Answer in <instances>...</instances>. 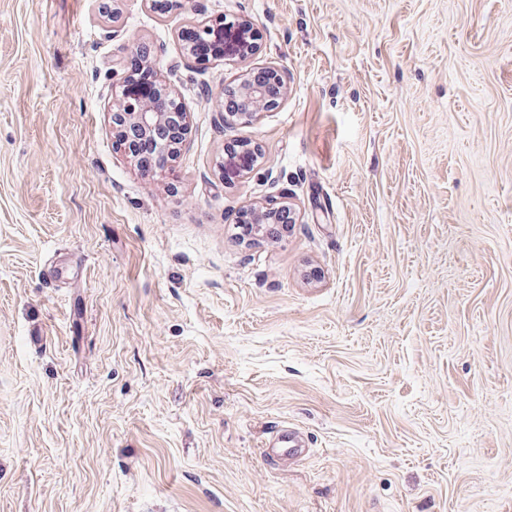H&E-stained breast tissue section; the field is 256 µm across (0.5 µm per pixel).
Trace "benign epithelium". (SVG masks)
Masks as SVG:
<instances>
[{"label":"benign epithelium","mask_w":512,"mask_h":512,"mask_svg":"<svg viewBox=\"0 0 512 512\" xmlns=\"http://www.w3.org/2000/svg\"><path fill=\"white\" fill-rule=\"evenodd\" d=\"M204 37L197 46L188 47L191 57L196 51L216 49L211 62L246 63L254 59L261 48V35L248 19L224 21L218 17L199 25ZM112 69L118 77L119 92L113 97L112 134L115 147L127 159L134 161L141 143L149 141L156 147V164L150 173H163L185 149L191 133V116L184 107H176L175 95L159 67H154L155 85L147 91L125 92L128 73ZM240 108L223 114L224 125L247 126L261 114L278 109L288 97V82L284 71L274 65L255 67L245 74L235 87ZM247 157L224 158V175L242 177L253 169V159L260 156L258 146L243 143ZM288 205L268 202L250 209L253 224L258 229L274 223Z\"/></svg>","instance_id":"benign-epithelium-1"}]
</instances>
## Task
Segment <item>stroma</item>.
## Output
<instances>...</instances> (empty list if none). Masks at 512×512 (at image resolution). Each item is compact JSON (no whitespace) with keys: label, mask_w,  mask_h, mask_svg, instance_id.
Listing matches in <instances>:
<instances>
[{"label":"stroma","mask_w":512,"mask_h":512,"mask_svg":"<svg viewBox=\"0 0 512 512\" xmlns=\"http://www.w3.org/2000/svg\"><path fill=\"white\" fill-rule=\"evenodd\" d=\"M103 2L0 0V512H512V0ZM218 15L288 78L248 126L179 38ZM131 37L192 117L161 178L113 148ZM243 149L247 152V155L249 157L247 158H236L232 156H227L224 158V182H229L228 175L237 176V178H240L247 173H249L253 169V162L256 161V158L260 156V149L256 145H252L251 142L246 141L243 142ZM257 156V157H256ZM250 157L253 159V161L250 160ZM236 178V179H237ZM284 210L291 211V208H289L288 205L280 202H268L265 205L254 206L250 209V213L253 217L252 223L256 228H258V231H261L265 224L275 223L280 213ZM291 213L293 214L295 223L294 213L292 211ZM293 436L294 440L285 441L283 438H277L269 442L268 448L264 450V458L278 464H286L306 456L309 448H306L305 442L297 434Z\"/></svg>","instance_id":"stroma-1"}]
</instances>
